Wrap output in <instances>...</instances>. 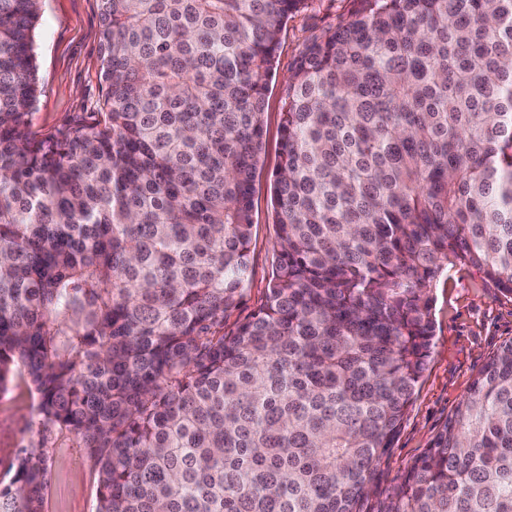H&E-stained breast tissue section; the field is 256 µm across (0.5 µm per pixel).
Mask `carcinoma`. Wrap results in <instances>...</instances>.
Listing matches in <instances>:
<instances>
[{
	"mask_svg": "<svg viewBox=\"0 0 512 512\" xmlns=\"http://www.w3.org/2000/svg\"><path fill=\"white\" fill-rule=\"evenodd\" d=\"M306 0H100L89 121L28 131L41 0H0V391L98 471L96 512H512V341L370 502L430 354L434 279L512 295V0H360L285 88L277 262L253 178ZM25 453L0 512H43ZM358 8L357 0H308V7L290 16L282 27L275 74L269 80L266 92L264 152L254 178V229L250 244L252 274L246 287V302L232 313L231 323L246 317L260 302L275 267L277 221L271 205L270 186L280 163V125L286 78L309 39L348 20Z\"/></svg>",
	"mask_w": 512,
	"mask_h": 512,
	"instance_id": "1",
	"label": "carcinoma"
}]
</instances>
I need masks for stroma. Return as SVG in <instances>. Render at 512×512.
Returning a JSON list of instances; mask_svg holds the SVG:
<instances>
[{"mask_svg":"<svg viewBox=\"0 0 512 512\" xmlns=\"http://www.w3.org/2000/svg\"><path fill=\"white\" fill-rule=\"evenodd\" d=\"M358 0H308L284 23L275 74L265 99L266 136L254 178L250 244L251 279L246 302L232 320L246 317L262 299L275 267L277 221L270 186L280 163V125L285 81L304 44L348 20ZM39 93L30 130L42 137L96 111L105 94L99 78V0H43L35 33ZM435 336L412 403L383 460L377 495L385 497L429 448L470 385L504 343L512 341V297L501 294L467 265L446 268L431 290ZM38 396L18 375L0 392V483L9 482L22 449H43L44 512H96L97 468L89 449L67 432L32 424Z\"/></svg>","mask_w":512,"mask_h":512,"instance_id":"35a3bbf8","label":"stroma"}]
</instances>
